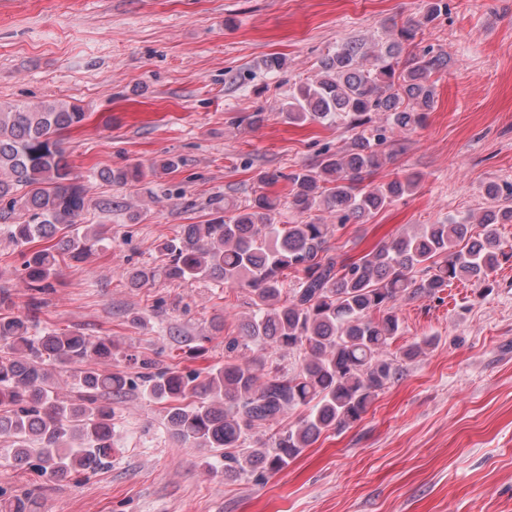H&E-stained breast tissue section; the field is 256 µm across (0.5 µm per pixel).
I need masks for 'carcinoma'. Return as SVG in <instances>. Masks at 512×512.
Listing matches in <instances>:
<instances>
[{
	"label": "carcinoma",
	"instance_id": "obj_1",
	"mask_svg": "<svg viewBox=\"0 0 512 512\" xmlns=\"http://www.w3.org/2000/svg\"><path fill=\"white\" fill-rule=\"evenodd\" d=\"M448 10L445 0H429L420 19L394 28L384 52L369 60L364 46L341 44L327 54L314 78L294 84L281 108L290 123L341 119L353 131L347 150L325 152L311 166L289 174L265 172L261 182L291 184L288 207L306 213L336 211L339 227L367 220L415 189L416 174L394 173L386 182L365 179L382 164L386 128L373 124L386 115L388 126L411 131L435 104L433 75L446 60L404 51L423 27ZM83 108L66 102L41 105L0 103V221L10 224L12 242L23 248L27 287L43 293L65 259L84 258L102 241L98 233L71 235L87 207L86 192L61 147L64 132L82 126ZM176 162L163 159L149 171L136 164L98 173L118 186L140 182ZM497 204L484 209L480 231L471 224H421L388 244L348 262L333 253V229L313 219L278 224L280 197L260 195L243 207L205 224H185L157 245L164 257L160 273L170 281L212 278L226 288H246L252 310L239 335L225 341L224 364L206 373L157 368L143 361L139 379L148 397L167 404V432L196 451L213 472L255 479L288 467L304 448L330 429L361 419L379 392L399 377L401 359H412L432 344L426 338L400 353L389 347L403 334L396 302L402 297H434L455 281L489 287L501 264L512 259L499 226L512 224V189L488 185ZM158 271L138 268L128 284L143 288ZM297 278L285 288L288 274ZM381 317L374 318L375 313ZM253 348L242 362L235 352ZM110 336L51 330L30 334L27 314H0V440L13 460L32 465L50 481L94 471L112 455V396L137 383L102 365L112 360ZM299 351L293 375L266 367L268 351ZM70 364L78 395L58 397L54 366ZM305 406L296 426L279 427L284 413ZM259 429L268 438L246 447ZM0 512H30L26 496L0 499Z\"/></svg>",
	"mask_w": 512,
	"mask_h": 512
}]
</instances>
